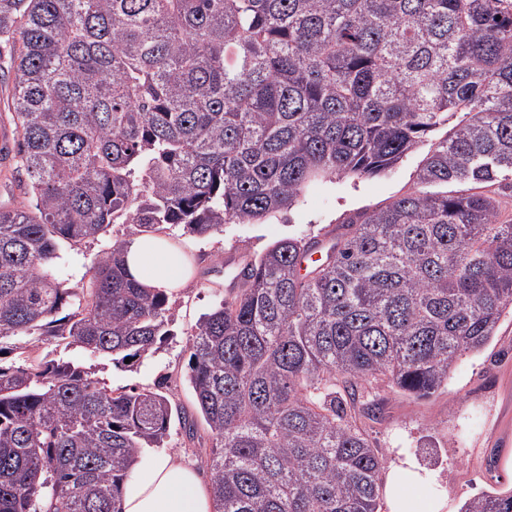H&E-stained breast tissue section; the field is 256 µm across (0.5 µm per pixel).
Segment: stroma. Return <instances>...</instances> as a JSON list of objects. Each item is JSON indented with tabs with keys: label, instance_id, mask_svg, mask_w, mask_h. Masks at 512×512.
Wrapping results in <instances>:
<instances>
[{
	"label": "stroma",
	"instance_id": "35a3bbf8",
	"mask_svg": "<svg viewBox=\"0 0 512 512\" xmlns=\"http://www.w3.org/2000/svg\"><path fill=\"white\" fill-rule=\"evenodd\" d=\"M425 149L410 153L389 172L348 177L317 186L303 203L261 223L228 224L222 233L199 237L174 228L170 238L194 260L187 288L170 296L175 314L172 339L152 356L130 367H117L75 349L71 356L93 367L112 389L162 384L172 401L194 412L187 382L189 334L202 313L218 305L227 288L223 263L227 255L254 258L288 236H316L334 227L348 211L375 208L414 186ZM130 224H113L105 237L64 247L59 261L67 285L77 288L86 266L109 239L136 236ZM377 418L365 422L384 466L408 458L439 472L449 512L489 491L512 489V315H505L480 352L463 356L447 386L431 398L415 400L393 390L378 391Z\"/></svg>",
	"mask_w": 512,
	"mask_h": 512
}]
</instances>
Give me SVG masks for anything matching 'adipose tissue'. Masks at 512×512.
Wrapping results in <instances>:
<instances>
[{
  "label": "adipose tissue",
  "mask_w": 512,
  "mask_h": 512,
  "mask_svg": "<svg viewBox=\"0 0 512 512\" xmlns=\"http://www.w3.org/2000/svg\"><path fill=\"white\" fill-rule=\"evenodd\" d=\"M130 276L140 285L170 294L190 281L177 248L168 238L139 235L124 248ZM146 475L122 498V512H214L208 486L196 470L177 455L152 453L143 459ZM437 473L421 469L405 459L390 467L383 495L388 512H409L411 499L438 485Z\"/></svg>",
  "instance_id": "adipose-tissue-1"
}]
</instances>
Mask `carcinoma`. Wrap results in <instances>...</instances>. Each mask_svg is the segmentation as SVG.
Returning a JSON list of instances; mask_svg holds the SVG:
<instances>
[{"label":"carcinoma","instance_id":"cac0c4a2","mask_svg":"<svg viewBox=\"0 0 512 512\" xmlns=\"http://www.w3.org/2000/svg\"><path fill=\"white\" fill-rule=\"evenodd\" d=\"M2 43L35 205L0 208V353L32 337L53 356L0 363V512H122L124 479L175 418L215 512H378L364 397L380 379L434 396L512 311V216L446 191L512 197V0H0ZM456 112L414 190L248 260L190 334L196 415L67 356L122 366L174 331L125 241L79 289L63 245L111 224L206 236L263 220L319 182L391 169ZM461 512H512V490Z\"/></svg>","mask_w":512,"mask_h":512}]
</instances>
